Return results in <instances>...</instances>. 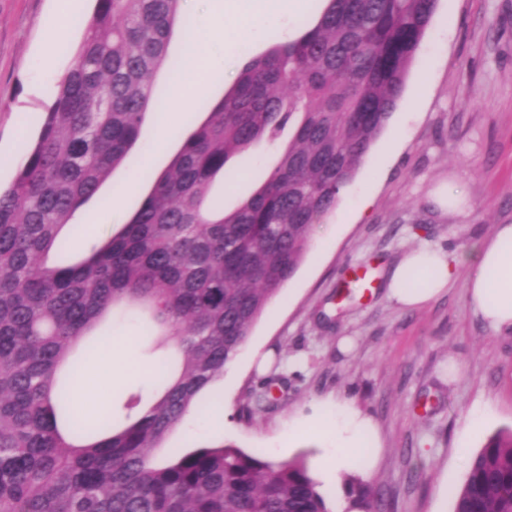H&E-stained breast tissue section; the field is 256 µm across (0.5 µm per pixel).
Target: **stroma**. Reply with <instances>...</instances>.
<instances>
[{
    "instance_id": "35a3bbf8",
    "label": "stroma",
    "mask_w": 512,
    "mask_h": 512,
    "mask_svg": "<svg viewBox=\"0 0 512 512\" xmlns=\"http://www.w3.org/2000/svg\"><path fill=\"white\" fill-rule=\"evenodd\" d=\"M55 2L0 0L4 184L49 105L44 86L68 70L83 37L75 30L54 72L43 70L38 21ZM183 9L194 27L175 28L168 64L153 77L154 95L164 104L194 36L209 34L212 51L225 54L223 69L208 76L202 95L214 104L246 61L294 39L321 14L319 0H304L300 13L258 32L251 17H216L208 0H185ZM228 27L250 36L227 51ZM205 118L202 112L151 114L127 162L85 206L81 239L126 223L151 188L136 173L146 165L156 173L167 169ZM287 144L284 138L262 142L231 162L236 179L220 177L213 186L225 210L255 192ZM451 191L461 197L459 207H440L438 197ZM361 193L369 205L357 210L352 201ZM500 224H512V0H438L387 127L335 211L314 226L304 262L254 323L247 345L260 350L255 362L226 367L217 394L192 411L154 456L220 434L274 462L305 461L333 507L346 499L344 483L314 465L333 438L311 437L295 422L335 413L336 403L346 401L376 425L377 464L365 477L381 489L389 512H452V493L468 471L459 448L479 450L488 436L512 428V334L494 331L473 312L466 274L428 305L408 309L387 297L386 273L422 246L466 253ZM360 263L369 265L373 286L345 293L343 276ZM271 375L281 379L278 403L241 417L249 392ZM477 406L487 407V419L466 433L463 419Z\"/></svg>"
}]
</instances>
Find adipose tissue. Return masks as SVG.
Here are the masks:
<instances>
[{
	"label": "adipose tissue",
	"mask_w": 512,
	"mask_h": 512,
	"mask_svg": "<svg viewBox=\"0 0 512 512\" xmlns=\"http://www.w3.org/2000/svg\"><path fill=\"white\" fill-rule=\"evenodd\" d=\"M302 2L214 0V9L223 16L247 13L266 23L281 15L294 14ZM223 66V56L204 53L198 47L187 50L182 57V69L196 75L197 80L190 85L174 82L171 108L186 111L204 85L206 73ZM462 266L469 272L468 293L473 311L495 331L512 334V224L498 225L491 238L476 243L469 253L456 258L430 247L404 254L390 269L387 294L404 307L424 306L447 290ZM93 360L97 371L107 374L116 389L122 388L128 379L148 374L146 365L136 359L124 342L113 343L110 349L94 354ZM304 427L315 434L324 428L334 436L336 452L322 461L328 469L355 465L363 439L376 434L372 419L345 402L337 404L334 424L326 426L314 419L305 422Z\"/></svg>",
	"instance_id": "ef3b65f1"
}]
</instances>
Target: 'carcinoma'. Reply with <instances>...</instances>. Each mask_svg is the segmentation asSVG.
Instances as JSON below:
<instances>
[{"label":"carcinoma","instance_id":"carcinoma-1","mask_svg":"<svg viewBox=\"0 0 512 512\" xmlns=\"http://www.w3.org/2000/svg\"><path fill=\"white\" fill-rule=\"evenodd\" d=\"M183 0H96L38 134L0 190V512H329L303 462L275 463L221 435L161 447L199 394L221 380L256 319L307 255L401 99L437 0H326L318 23L249 60L131 220L74 257L60 236L127 159L157 109ZM292 131L265 183L224 212L211 186L230 160ZM57 261L47 263L49 253ZM119 305L146 309L147 335L177 364H152L161 390L92 427L66 378L74 351ZM349 509L388 512L344 478ZM453 512H512V431L487 439L453 494Z\"/></svg>","mask_w":512,"mask_h":512}]
</instances>
